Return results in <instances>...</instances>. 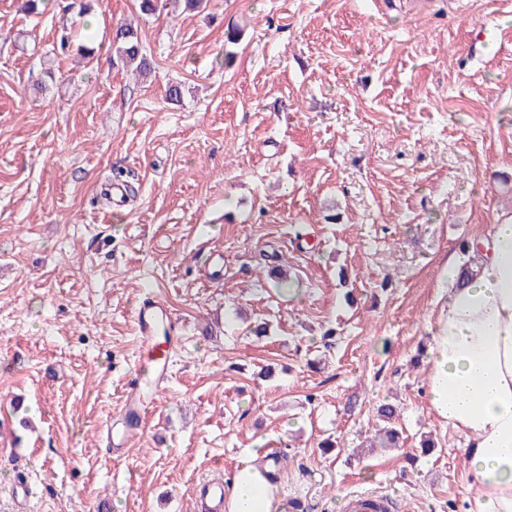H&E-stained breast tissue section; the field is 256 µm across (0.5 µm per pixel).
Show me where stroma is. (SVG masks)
Instances as JSON below:
<instances>
[{
    "label": "stroma",
    "instance_id": "1",
    "mask_svg": "<svg viewBox=\"0 0 512 512\" xmlns=\"http://www.w3.org/2000/svg\"><path fill=\"white\" fill-rule=\"evenodd\" d=\"M120 22L151 76L112 66ZM83 27L94 54L61 49ZM510 217L512 0H0V512H199L192 486L252 448L281 451L302 512L363 490L469 512L430 324L443 261ZM146 293L182 341L117 457L99 429Z\"/></svg>",
    "mask_w": 512,
    "mask_h": 512
}]
</instances>
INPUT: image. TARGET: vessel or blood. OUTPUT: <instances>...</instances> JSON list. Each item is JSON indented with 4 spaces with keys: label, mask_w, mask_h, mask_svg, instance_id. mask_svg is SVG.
Returning <instances> with one entry per match:
<instances>
[{
    "label": "vessel or blood",
    "mask_w": 512,
    "mask_h": 512,
    "mask_svg": "<svg viewBox=\"0 0 512 512\" xmlns=\"http://www.w3.org/2000/svg\"><path fill=\"white\" fill-rule=\"evenodd\" d=\"M135 326L142 346L157 349L152 360L150 375L155 388H162L168 381L167 360L180 344L176 336L177 324L169 320L166 307L153 296H145L135 309ZM141 370H134L125 389L123 405L118 416L100 429V441L106 447L122 449L131 432L142 429L150 407L141 397L144 377ZM195 498H209L210 512H224V482L215 479L193 489ZM396 507L392 496L373 491H358L348 494L342 505V512H394Z\"/></svg>",
    "instance_id": "obj_1"
}]
</instances>
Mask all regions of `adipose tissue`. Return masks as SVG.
<instances>
[{
    "mask_svg": "<svg viewBox=\"0 0 512 512\" xmlns=\"http://www.w3.org/2000/svg\"><path fill=\"white\" fill-rule=\"evenodd\" d=\"M466 286L452 289L432 323L429 408L468 440L478 483L471 512H512V220L472 239ZM268 470L243 463L226 512H274Z\"/></svg>",
    "mask_w": 512,
    "mask_h": 512,
    "instance_id": "1",
    "label": "adipose tissue"
}]
</instances>
